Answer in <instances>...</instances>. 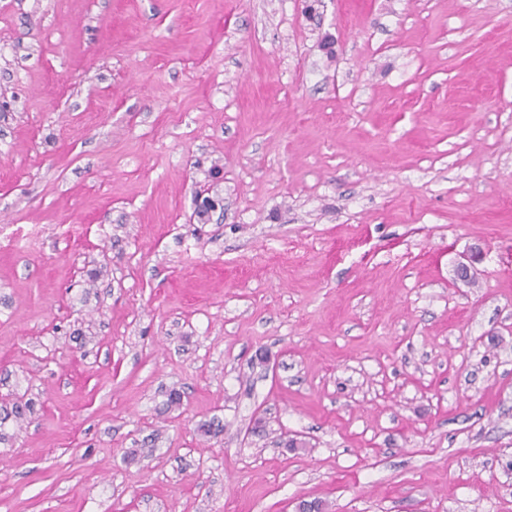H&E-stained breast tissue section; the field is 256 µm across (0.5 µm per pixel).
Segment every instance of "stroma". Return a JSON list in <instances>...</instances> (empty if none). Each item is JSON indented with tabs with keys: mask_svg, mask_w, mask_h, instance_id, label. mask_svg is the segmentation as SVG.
Instances as JSON below:
<instances>
[{
	"mask_svg": "<svg viewBox=\"0 0 512 512\" xmlns=\"http://www.w3.org/2000/svg\"><path fill=\"white\" fill-rule=\"evenodd\" d=\"M302 500L512 512V0H0V512Z\"/></svg>",
	"mask_w": 512,
	"mask_h": 512,
	"instance_id": "obj_1",
	"label": "stroma"
}]
</instances>
